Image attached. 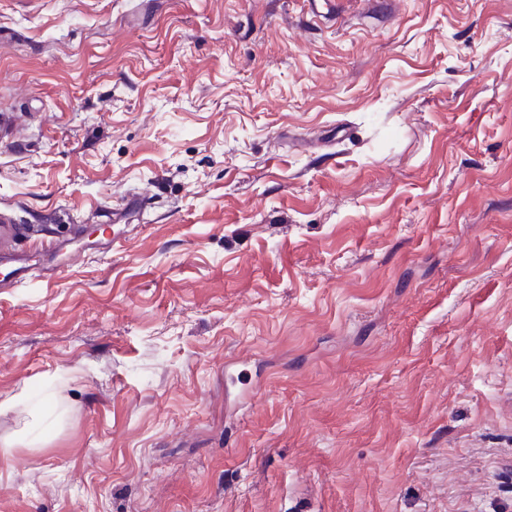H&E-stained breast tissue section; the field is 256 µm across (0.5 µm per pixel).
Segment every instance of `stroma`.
<instances>
[{
  "mask_svg": "<svg viewBox=\"0 0 512 512\" xmlns=\"http://www.w3.org/2000/svg\"><path fill=\"white\" fill-rule=\"evenodd\" d=\"M1 112L83 230L0 289V512H512V0H0Z\"/></svg>",
  "mask_w": 512,
  "mask_h": 512,
  "instance_id": "35a3bbf8",
  "label": "stroma"
}]
</instances>
